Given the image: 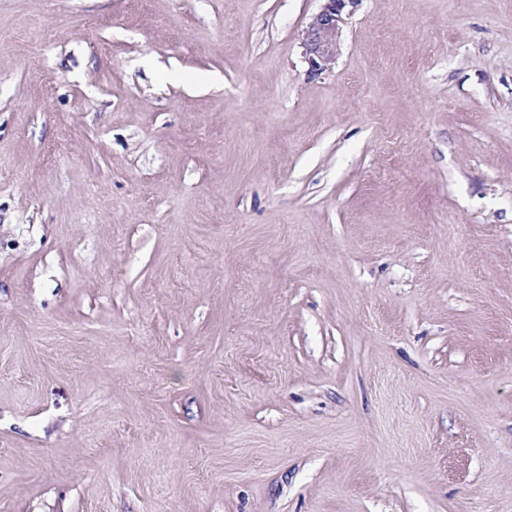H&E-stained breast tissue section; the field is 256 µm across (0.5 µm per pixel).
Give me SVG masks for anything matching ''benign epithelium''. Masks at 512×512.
<instances>
[{
	"instance_id": "obj_1",
	"label": "benign epithelium",
	"mask_w": 512,
	"mask_h": 512,
	"mask_svg": "<svg viewBox=\"0 0 512 512\" xmlns=\"http://www.w3.org/2000/svg\"><path fill=\"white\" fill-rule=\"evenodd\" d=\"M359 0H323L308 24L303 42L308 76L318 77L332 69L339 46L343 15L352 12Z\"/></svg>"
}]
</instances>
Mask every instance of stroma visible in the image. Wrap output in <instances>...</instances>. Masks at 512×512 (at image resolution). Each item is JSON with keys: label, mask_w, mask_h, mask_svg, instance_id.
I'll use <instances>...</instances> for the list:
<instances>
[{"label": "stroma", "mask_w": 512, "mask_h": 512, "mask_svg": "<svg viewBox=\"0 0 512 512\" xmlns=\"http://www.w3.org/2000/svg\"><path fill=\"white\" fill-rule=\"evenodd\" d=\"M0 0V512H512V0ZM323 1L318 13L308 24L303 42L309 77H318L332 69L339 46L340 23L359 0Z\"/></svg>", "instance_id": "1"}]
</instances>
